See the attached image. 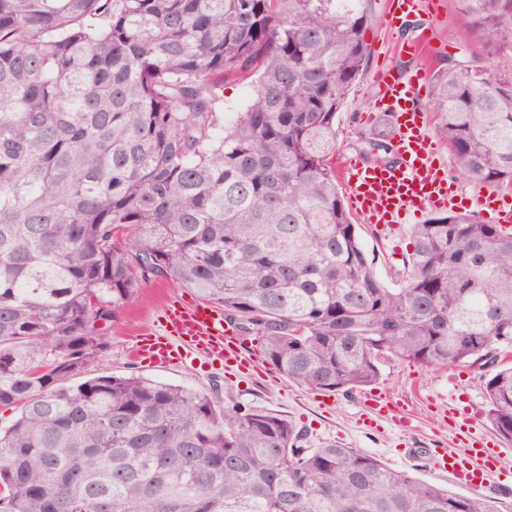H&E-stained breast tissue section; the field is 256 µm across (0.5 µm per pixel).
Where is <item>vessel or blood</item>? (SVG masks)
I'll list each match as a JSON object with an SVG mask.
<instances>
[{
    "mask_svg": "<svg viewBox=\"0 0 512 512\" xmlns=\"http://www.w3.org/2000/svg\"><path fill=\"white\" fill-rule=\"evenodd\" d=\"M440 7L439 0H389L387 25L396 28L420 13L437 18ZM427 80L428 70L423 66L407 78L396 75L390 66L372 77L376 93L370 109L391 116L397 155L393 164L370 165L348 156L336 160L337 174L357 214L390 236L411 219L458 203L457 188L449 182L429 133L428 117L416 106ZM470 203L490 223L512 227V196L479 194ZM242 349L240 336L219 308L205 302L172 303L165 306L156 328L137 338L132 354L152 366L202 357L241 373L256 369V360L245 356ZM448 419L465 435L466 451L460 455L433 449L434 466L465 488L483 490L498 469L501 448L493 437L480 431L478 414L468 397L458 396L448 409Z\"/></svg>",
    "mask_w": 512,
    "mask_h": 512,
    "instance_id": "1",
    "label": "vessel or blood"
}]
</instances>
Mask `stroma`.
I'll return each instance as SVG.
<instances>
[{"mask_svg":"<svg viewBox=\"0 0 512 512\" xmlns=\"http://www.w3.org/2000/svg\"><path fill=\"white\" fill-rule=\"evenodd\" d=\"M361 5L374 19L365 32L371 54L336 120L339 154H356L361 138L384 128L380 120L367 122L363 119L373 97L371 77L380 64H391L407 73L424 65L434 70L446 66L452 56L476 55L501 73L512 72V48L486 53L461 16L458 0H443L438 18L425 21L423 29L431 50L421 56L402 52V45L413 41L415 35L406 28L393 30L384 24L385 0H362ZM360 236L365 249L376 256L377 276L386 283H395L402 262L393 255L391 243L383 233L366 223L360 226ZM190 295V290L170 278L144 284L113 323L108 347L98 361L88 366V374L134 373L207 394L227 409L244 405L264 410L306 430L310 447L339 442L374 456L390 468L455 493L460 492V485L434 470L428 451L432 448L457 453L464 450L463 435L445 416L456 394H467L476 406L483 430L490 435L495 432L487 417V402L479 383L482 371L471 366L425 367L388 357L381 367L376 387L390 394L398 406L392 416L369 429L363 425L369 409L362 402V392L343 396L311 390L289 381L270 365L266 366L264 376L244 378L232 377L219 368L199 374L176 366L140 365L130 353L134 338L155 327L167 302L181 301Z\"/></svg>","mask_w":512,"mask_h":512,"instance_id":"stroma-1","label":"stroma"}]
</instances>
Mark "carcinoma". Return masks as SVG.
<instances>
[{
  "instance_id": "cac0c4a2",
  "label": "carcinoma",
  "mask_w": 512,
  "mask_h": 512,
  "mask_svg": "<svg viewBox=\"0 0 512 512\" xmlns=\"http://www.w3.org/2000/svg\"><path fill=\"white\" fill-rule=\"evenodd\" d=\"M488 51L512 0H458ZM360 0H0V512H499L269 412L136 374L80 375L170 277L310 389L393 355L492 367L512 441V230L414 225L375 271L336 184V118L369 59ZM251 96L224 120V86ZM437 132L469 182L512 183V74L438 69Z\"/></svg>"
}]
</instances>
